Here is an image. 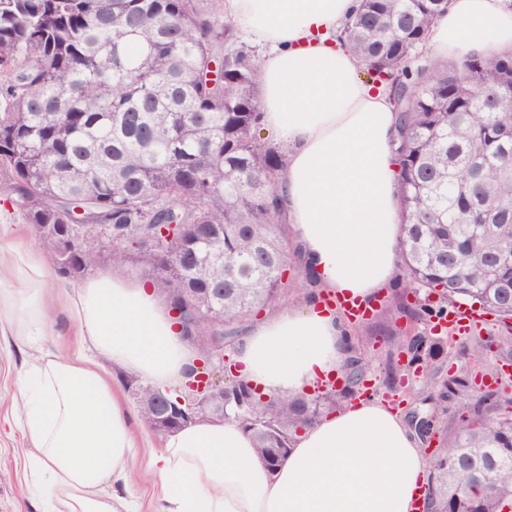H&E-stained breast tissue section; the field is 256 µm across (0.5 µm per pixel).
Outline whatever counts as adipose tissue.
I'll list each match as a JSON object with an SVG mask.
<instances>
[{
    "label": "adipose tissue",
    "mask_w": 512,
    "mask_h": 512,
    "mask_svg": "<svg viewBox=\"0 0 512 512\" xmlns=\"http://www.w3.org/2000/svg\"><path fill=\"white\" fill-rule=\"evenodd\" d=\"M356 0H224V17L264 46L258 100L285 154L280 194L313 296L300 309L249 320L234 362L262 398L312 395L342 375L350 338L326 295L367 301L399 272L402 238L388 92L367 84L338 38ZM435 55L512 51V0H450L426 39ZM0 331L33 355L18 378L31 444L27 482L36 512H137L128 493L136 434L102 366L76 351L38 350L56 306L46 254L0 248ZM79 342L157 387L185 382L196 352L148 279L105 272L61 306ZM149 466L155 512H426L431 463L381 397L356 399L299 431L267 468L234 420H200L165 436Z\"/></svg>",
    "instance_id": "ef3b65f1"
}]
</instances>
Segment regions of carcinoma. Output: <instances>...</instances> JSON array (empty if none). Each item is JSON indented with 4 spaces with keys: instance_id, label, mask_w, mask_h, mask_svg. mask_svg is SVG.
I'll return each mask as SVG.
<instances>
[{
    "instance_id": "cac0c4a2",
    "label": "carcinoma",
    "mask_w": 512,
    "mask_h": 512,
    "mask_svg": "<svg viewBox=\"0 0 512 512\" xmlns=\"http://www.w3.org/2000/svg\"><path fill=\"white\" fill-rule=\"evenodd\" d=\"M448 0H359L340 34L371 79L400 88L396 163L409 283L451 301L471 299L512 319V264L495 266L478 224L512 221V172L467 180L476 160L512 154V53L417 65V49ZM233 25L196 0H0V173L41 250L66 278L108 262L151 278L181 313L207 362L224 324L279 309L289 255L302 263L278 194L284 161L258 134L260 61ZM112 225L105 247L75 239L69 225ZM218 262L202 265L200 251ZM440 347L412 345L429 365ZM345 384L310 398L263 402L236 381L224 387L222 421L234 415L261 459L289 448L296 433L352 395ZM133 397L153 386L125 379ZM453 449L432 458L434 512H512V416L496 392L468 405L452 428Z\"/></svg>"
}]
</instances>
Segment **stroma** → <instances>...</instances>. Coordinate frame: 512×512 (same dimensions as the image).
Masks as SVG:
<instances>
[{
    "mask_svg": "<svg viewBox=\"0 0 512 512\" xmlns=\"http://www.w3.org/2000/svg\"><path fill=\"white\" fill-rule=\"evenodd\" d=\"M368 319L350 322V354L360 358L367 372L357 395L373 392L396 399L406 421L417 428L427 454L436 453L441 441L469 399L495 390L499 398L512 399V330L503 321L479 306H472L475 322L464 333L442 320V300L425 290L408 285L404 276L370 299ZM425 336L439 343L441 352L427 368L408 366L403 338L406 333ZM28 350L11 337L0 336V415L15 410V380ZM101 364L119 389L124 406L132 414L137 434V458L133 464L131 491L139 512H154L158 478L147 466L150 453L163 439L142 418L138 406L125 387L127 373L102 359ZM463 376L467 387L460 395L439 400L449 377ZM28 443L21 435L0 439V512H35L23 479V460Z\"/></svg>",
    "mask_w": 512,
    "mask_h": 512,
    "instance_id": "stroma-1",
    "label": "stroma"
}]
</instances>
